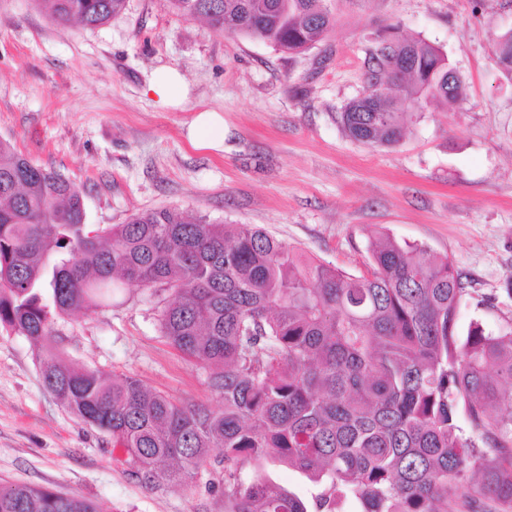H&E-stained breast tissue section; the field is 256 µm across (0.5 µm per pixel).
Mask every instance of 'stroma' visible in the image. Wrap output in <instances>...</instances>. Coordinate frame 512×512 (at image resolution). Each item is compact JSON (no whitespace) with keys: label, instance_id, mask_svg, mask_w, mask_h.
I'll return each mask as SVG.
<instances>
[{"label":"stroma","instance_id":"stroma-1","mask_svg":"<svg viewBox=\"0 0 512 512\" xmlns=\"http://www.w3.org/2000/svg\"><path fill=\"white\" fill-rule=\"evenodd\" d=\"M331 8L328 36L289 55L177 15L167 0H127L95 29L51 22L38 0H0V140L74 182L100 227L177 208L261 225L356 276L369 271L372 236L424 245L462 277L459 335L474 322L512 331V80L493 58L495 35L512 27V0L482 13L472 0H331ZM395 24L447 55L466 97L429 106L397 145L367 147L346 137L340 114L363 89L376 32ZM161 67L185 76L182 108L151 96ZM206 108L224 117L223 152L186 138V122ZM167 297L130 287L98 312L55 318L54 351L108 378L217 406L205 371L159 331ZM40 353L0 330V483L79 494L99 512H224L205 478L132 477L110 438L47 392Z\"/></svg>","mask_w":512,"mask_h":512}]
</instances>
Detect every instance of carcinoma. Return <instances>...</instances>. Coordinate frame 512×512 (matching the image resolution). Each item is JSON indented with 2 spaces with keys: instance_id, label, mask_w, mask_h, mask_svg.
<instances>
[{
  "instance_id": "carcinoma-1",
  "label": "carcinoma",
  "mask_w": 512,
  "mask_h": 512,
  "mask_svg": "<svg viewBox=\"0 0 512 512\" xmlns=\"http://www.w3.org/2000/svg\"><path fill=\"white\" fill-rule=\"evenodd\" d=\"M60 23L109 22L127 0H39ZM230 36L301 54L333 25L328 0H168ZM512 76V28L494 46ZM465 97L435 45L382 29L365 85L341 125L352 140L393 145L408 117ZM372 270L355 276L255 224L173 209L123 224L87 223L84 194L0 140V328L39 345L56 316L97 311L124 287L173 296L162 336L202 364L215 409L177 402L134 377L107 380L55 356L46 389L112 438L146 484L182 483L224 462V512H454L479 496L512 507V331L456 328L464 284L446 257L389 236L370 241ZM465 413L469 429L459 424ZM279 462L310 497L260 474ZM0 512H98L52 487L0 483Z\"/></svg>"
}]
</instances>
